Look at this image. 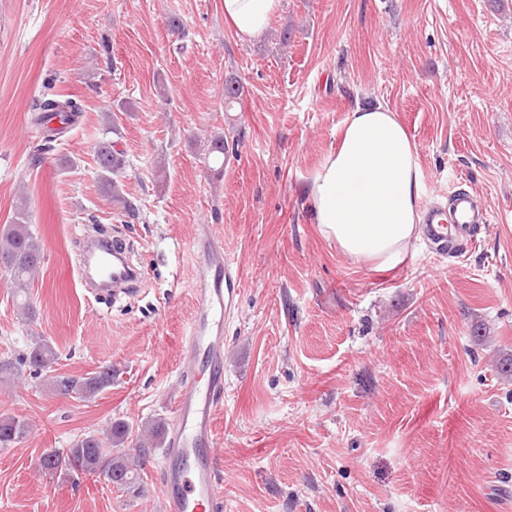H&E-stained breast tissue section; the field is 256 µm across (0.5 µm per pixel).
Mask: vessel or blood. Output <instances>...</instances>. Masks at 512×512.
Wrapping results in <instances>:
<instances>
[{"mask_svg": "<svg viewBox=\"0 0 512 512\" xmlns=\"http://www.w3.org/2000/svg\"><path fill=\"white\" fill-rule=\"evenodd\" d=\"M482 221L467 192L454 194L449 208L430 205L424 210L427 233L441 244L448 241L449 227L464 230ZM198 266L195 312L181 348L187 368L159 475L165 512H221L223 508L212 448L224 396V296L234 279L222 248H213ZM99 273L100 282L119 290L140 277L128 261L117 268L100 261Z\"/></svg>", "mask_w": 512, "mask_h": 512, "instance_id": "1", "label": "vessel or blood"}]
</instances>
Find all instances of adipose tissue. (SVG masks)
<instances>
[{"label":"adipose tissue","instance_id":"obj_1","mask_svg":"<svg viewBox=\"0 0 512 512\" xmlns=\"http://www.w3.org/2000/svg\"><path fill=\"white\" fill-rule=\"evenodd\" d=\"M222 3L242 39L261 33L281 7V0ZM421 189L416 146L395 112L381 104L358 107L312 176V221L350 259L392 269L422 234Z\"/></svg>","mask_w":512,"mask_h":512}]
</instances>
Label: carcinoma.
I'll return each mask as SVG.
<instances>
[{"label":"carcinoma","instance_id":"obj_1","mask_svg":"<svg viewBox=\"0 0 512 512\" xmlns=\"http://www.w3.org/2000/svg\"><path fill=\"white\" fill-rule=\"evenodd\" d=\"M34 111L38 112L37 124L46 132V139L54 141L81 117L82 105L74 98L45 96L38 100ZM117 133L114 120L103 115V137L94 150L96 177L113 208L123 216H135L136 206L125 195L122 174L128 166L125 153L116 148L109 135ZM226 147L224 136L214 135L206 140L202 149L203 163L214 179L222 175L218 163L224 162ZM11 261L10 288L14 304L28 322L36 319V307L31 289L44 260L39 239L27 222L26 207L18 208L15 220L0 229V260ZM57 360L53 346L44 339L32 342L16 361H0V376L10 377L29 372L39 379L47 376ZM112 366H104L89 376H48V381L62 395L89 400L112 386ZM165 422L155 421L148 438L136 448L123 449L130 434L129 425L117 420L101 434H87L73 441L67 448H52L43 453L39 466L47 474L65 473L72 483H80L84 475H98L112 486L133 497H141L145 490L141 471L154 449L164 441ZM25 433V423L15 416L0 414V447L7 448Z\"/></svg>","mask_w":512,"mask_h":512}]
</instances>
